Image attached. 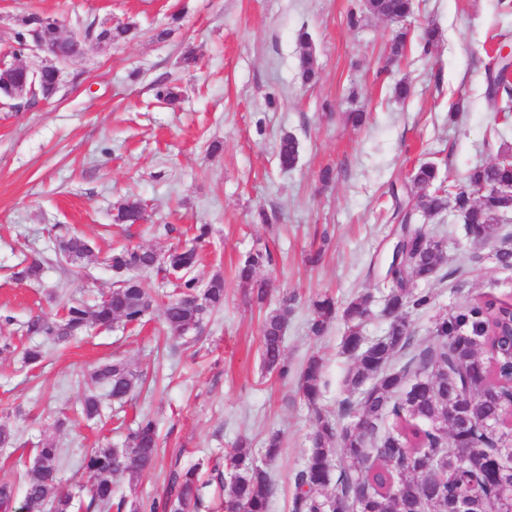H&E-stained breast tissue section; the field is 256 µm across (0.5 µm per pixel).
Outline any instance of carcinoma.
Wrapping results in <instances>:
<instances>
[{
	"label": "carcinoma",
	"instance_id": "obj_1",
	"mask_svg": "<svg viewBox=\"0 0 512 512\" xmlns=\"http://www.w3.org/2000/svg\"><path fill=\"white\" fill-rule=\"evenodd\" d=\"M369 12L377 17L401 21L413 9V0H368ZM38 33L64 59L81 51L80 32L63 38L58 21L50 16L29 14L19 19L12 54L21 51L23 38ZM134 24L101 25L102 41L119 43L136 35ZM39 92L57 89L56 73L45 68L37 73ZM485 99L495 112H512V89L499 73L487 80ZM509 150L498 152L494 162L470 169L460 185L440 177L434 162H424L415 170L413 182L420 187L411 206H398L393 219L404 211L436 216L448 208L464 218L467 235L477 243L500 241L494 256L500 266L512 267V238L500 235V221L512 212V196H501L496 189L512 187V161ZM280 166L294 167L299 157L297 140L283 135L276 149ZM115 220L139 224L144 209L135 199L117 207ZM400 262L386 270L389 292L386 308L391 315L381 339L368 343L362 326L370 312L371 297L362 295L343 310L347 331L342 347L353 357L345 378L347 390L356 396L349 409L354 421L342 428L315 411L311 449L295 478V512H336L338 504H358L360 512H432L457 502L472 505V512H512V499L502 487L500 461L512 457V302L493 294H482L435 322L436 342L413 354L398 368H390L394 354L413 345L408 320L411 309L430 306L432 297L418 292L415 284L437 276L443 264L442 243L428 235L424 227L402 225L398 233ZM60 254L71 264L89 256L87 242L74 236L59 245ZM198 262L196 247L171 246L164 251L122 247L112 253L110 266L119 276L112 291L92 307L67 300L62 315L54 320L37 317L27 323L25 336L40 335L49 343L77 336L88 326L114 323L135 325L153 309L154 297L141 283V275L168 272L176 275L174 294L163 306V324L174 337L199 330L204 319L224 307V277H212L206 287L193 275ZM272 263L266 246H257L241 259L236 277L253 301H266L270 288L258 271ZM292 298L283 296L280 306L266 314L261 328L260 357L263 368L281 379L290 367L284 353V331L288 325ZM310 331L320 336L336 318V302L331 297L312 301ZM323 362L310 357L302 371L301 390L312 407L322 392ZM91 381L117 401L133 397L140 375L123 362L99 367ZM459 405L466 422L448 424L449 403ZM102 398L86 396L80 413L87 419L100 415ZM278 435H271L264 460L244 451V444L228 453L224 464L230 480L224 486L227 508L240 512H267L272 484L266 464L278 455ZM341 450L354 467L333 475L330 458ZM470 449L478 458L475 466L456 463V453ZM159 451L154 420L145 415L137 423L124 448H96L88 457L91 474L88 507L112 508V478L125 474L138 480L152 471ZM60 449L45 442L37 450L21 508L27 512H77L81 502L60 490L58 474ZM336 485V493L325 489ZM198 469H174L169 474L162 497L152 500L149 512H195L198 507Z\"/></svg>",
	"mask_w": 512,
	"mask_h": 512
}]
</instances>
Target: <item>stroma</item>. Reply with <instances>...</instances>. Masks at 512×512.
I'll return each instance as SVG.
<instances>
[{"label":"stroma","mask_w":512,"mask_h":512,"mask_svg":"<svg viewBox=\"0 0 512 512\" xmlns=\"http://www.w3.org/2000/svg\"><path fill=\"white\" fill-rule=\"evenodd\" d=\"M28 13L59 18L66 35L91 20L130 22L139 34L117 46L86 42L52 99L0 107V337L54 316L67 299L92 304L108 293L117 279L108 265L114 248L166 249L199 224L212 232L194 274L203 284L223 275L224 309L201 332L171 342L155 309L142 325H93L47 345L36 366L0 354V425L15 435L13 447H0V485L23 498L35 446L48 439L61 450L64 489L88 498L86 457L123 447L146 414L157 424L159 459L139 482L116 476L114 498L150 503L175 461L201 469L198 512H224L213 466L242 441L262 457L276 432L268 510L292 512L294 475L309 449L311 411L299 387L310 356L323 360L322 408L337 425L350 421L345 321L336 317L312 335L309 302L329 294L342 309L371 296L363 334L383 336L390 216L414 193L415 169L435 161L459 180L475 164L494 162L499 147L512 148V112L492 111L483 97L497 37L512 39V0H414L413 14L398 23L369 14L365 0H0V60L12 62L16 21ZM175 13L181 20L172 27ZM432 24L439 38L425 51L419 36ZM165 27L170 35L156 38ZM303 28L311 35L306 47L296 39ZM399 29L410 45L392 64L389 41ZM307 49L319 72L310 85L299 74ZM188 51L196 57L189 66ZM400 79L411 87L404 100L392 92ZM161 83L177 87V103L156 99ZM455 104L462 112L452 123ZM355 110L367 113L363 126L349 122ZM287 133L299 143L290 170L276 158ZM326 168L333 171L327 183ZM129 197L144 204L145 223L115 221L116 203ZM264 210L277 220L262 223ZM414 221L443 241L446 255L437 277L416 285L432 296L429 307L409 313L420 342L433 343L436 319L481 293L512 298V268L497 265L493 245L472 244L458 213ZM75 233L92 253L66 269L55 251ZM257 245L273 254L259 272L277 290L268 309L278 307L280 293L295 298L285 380L264 372L261 316L234 278L238 260ZM35 261L38 279H14L19 263ZM115 358L143 375V387L130 403L106 402L100 419H82L77 409L91 373Z\"/></svg>","instance_id":"obj_1"}]
</instances>
